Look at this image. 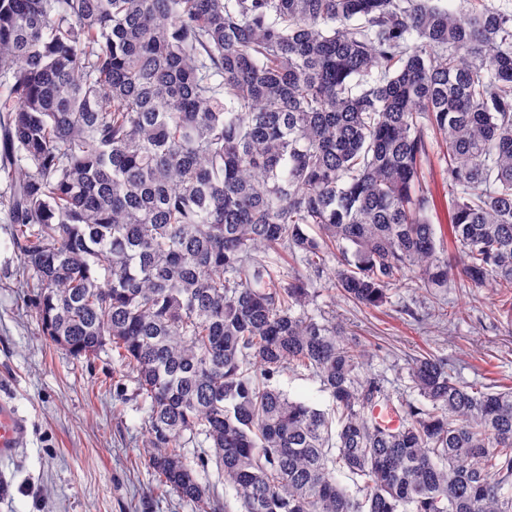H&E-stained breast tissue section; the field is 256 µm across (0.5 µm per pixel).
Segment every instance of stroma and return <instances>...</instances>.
Masks as SVG:
<instances>
[{
	"label": "stroma",
	"mask_w": 512,
	"mask_h": 512,
	"mask_svg": "<svg viewBox=\"0 0 512 512\" xmlns=\"http://www.w3.org/2000/svg\"><path fill=\"white\" fill-rule=\"evenodd\" d=\"M9 181L0 169V391L28 419L26 448L0 464L8 494L0 512H191L176 494L158 489L145 456L146 412L133 375H119L112 356L88 360L38 333L19 274L20 257L7 219ZM447 303L463 315H433ZM315 312L342 321L370 351V373L383 375L394 397L417 400L407 363L431 353L446 357L467 382L512 385V318L502 314L492 285L460 282L392 289L388 303L365 307L323 292ZM291 399L325 410L332 400L306 370L282 374Z\"/></svg>",
	"instance_id": "35a3bbf8"
}]
</instances>
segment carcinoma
Masks as SVG:
<instances>
[{
    "mask_svg": "<svg viewBox=\"0 0 512 512\" xmlns=\"http://www.w3.org/2000/svg\"><path fill=\"white\" fill-rule=\"evenodd\" d=\"M469 2L0 0V164L39 334L136 375L148 467L194 512L219 502L189 444L243 512H512V386L428 354L422 401L394 406L309 309L329 279L372 307L459 279L512 317V10ZM298 368L329 409L278 388ZM196 451L197 449L190 445L187 459L190 461V464L197 469L199 481L214 486L215 492L218 493L221 502L226 506L224 509L226 512H241V505L236 498L235 490L231 487H224V482L219 478L216 466L213 463H209L205 469L199 468L196 464Z\"/></svg>",
    "mask_w": 512,
    "mask_h": 512,
    "instance_id": "obj_1",
    "label": "carcinoma"
}]
</instances>
